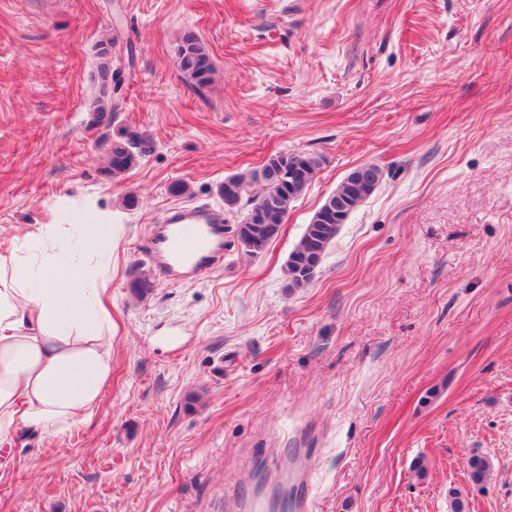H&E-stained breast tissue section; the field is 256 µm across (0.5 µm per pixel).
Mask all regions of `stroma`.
<instances>
[{"mask_svg": "<svg viewBox=\"0 0 512 512\" xmlns=\"http://www.w3.org/2000/svg\"><path fill=\"white\" fill-rule=\"evenodd\" d=\"M188 31L216 65L200 91ZM105 40L120 109L100 124ZM126 129L138 163L115 178ZM288 152L322 164L263 252L225 213L223 264L144 261L166 210H223L225 177ZM362 164L378 190L289 287ZM92 210L112 231L80 240ZM50 227L111 302V377L90 421L0 449V512H225L279 491L261 464L293 448L311 512H452L456 492L512 512V0H0V254ZM175 53L180 71L194 88L201 89L211 83L215 65L209 51L195 33H184L179 39ZM138 134L127 131L112 141L108 151L107 171L119 177L130 171L138 163ZM321 207L315 212L298 244L289 254L286 263L289 287L302 288L311 281L312 272L305 269L304 260L306 256L314 250L320 251L321 256H323L329 244L336 237V228L332 233H328L325 224L316 219Z\"/></svg>", "mask_w": 512, "mask_h": 512, "instance_id": "stroma-1", "label": "stroma"}]
</instances>
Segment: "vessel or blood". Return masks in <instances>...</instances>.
<instances>
[{
	"instance_id": "obj_1",
	"label": "vessel or blood",
	"mask_w": 512,
	"mask_h": 512,
	"mask_svg": "<svg viewBox=\"0 0 512 512\" xmlns=\"http://www.w3.org/2000/svg\"><path fill=\"white\" fill-rule=\"evenodd\" d=\"M220 214L204 208H175L163 218L152 241L145 249L147 260L160 268L171 270L191 266L193 271L222 263L224 235L219 225ZM303 454H293L280 476L288 477L296 492L287 502L288 512H309L311 500L308 484L302 478Z\"/></svg>"
}]
</instances>
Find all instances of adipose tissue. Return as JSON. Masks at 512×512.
Segmentation results:
<instances>
[{"label":"adipose tissue","mask_w":512,"mask_h":512,"mask_svg":"<svg viewBox=\"0 0 512 512\" xmlns=\"http://www.w3.org/2000/svg\"><path fill=\"white\" fill-rule=\"evenodd\" d=\"M104 293L70 247L52 271L0 255V446L92 416L112 370Z\"/></svg>","instance_id":"ef3b65f1"}]
</instances>
